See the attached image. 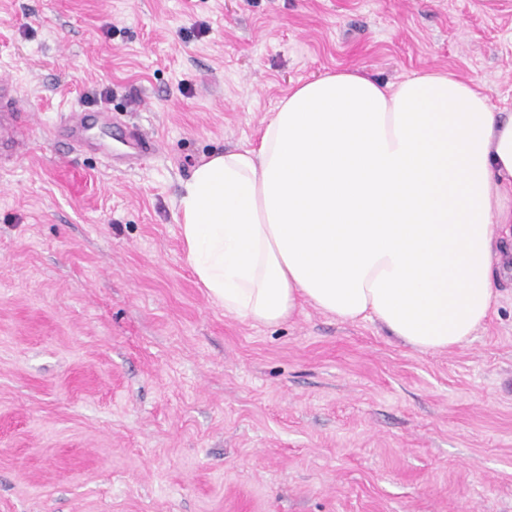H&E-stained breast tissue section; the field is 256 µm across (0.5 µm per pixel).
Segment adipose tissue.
Masks as SVG:
<instances>
[{
  "label": "adipose tissue",
  "mask_w": 512,
  "mask_h": 512,
  "mask_svg": "<svg viewBox=\"0 0 512 512\" xmlns=\"http://www.w3.org/2000/svg\"><path fill=\"white\" fill-rule=\"evenodd\" d=\"M177 217L199 285L227 314L273 326L307 302L447 352L501 295L512 115L436 67L396 84L327 74L289 91L257 146L197 163Z\"/></svg>",
  "instance_id": "ef3b65f1"
}]
</instances>
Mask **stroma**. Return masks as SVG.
Masks as SVG:
<instances>
[{
  "label": "stroma",
  "instance_id": "obj_1",
  "mask_svg": "<svg viewBox=\"0 0 512 512\" xmlns=\"http://www.w3.org/2000/svg\"><path fill=\"white\" fill-rule=\"evenodd\" d=\"M430 66L512 113V0H0L36 108L0 162V512H512V288L446 353L308 303L255 326L176 222L291 88ZM133 128L158 150L129 168Z\"/></svg>",
  "mask_w": 512,
  "mask_h": 512
}]
</instances>
